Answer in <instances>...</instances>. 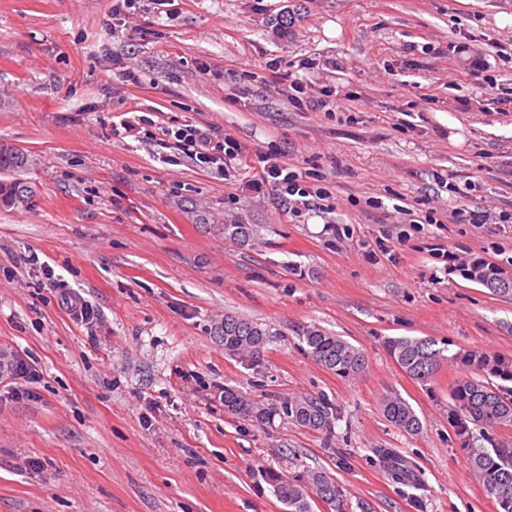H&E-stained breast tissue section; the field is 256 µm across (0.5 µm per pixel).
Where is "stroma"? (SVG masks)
<instances>
[{
	"mask_svg": "<svg viewBox=\"0 0 512 512\" xmlns=\"http://www.w3.org/2000/svg\"><path fill=\"white\" fill-rule=\"evenodd\" d=\"M0 0V141L37 160L23 209L0 207V349L36 362L33 397L0 401V512H285L265 480L329 470L352 512H498L448 421L461 375L410 378L389 336L512 356V297L449 269L448 254L512 268V0ZM294 14L287 33L283 15ZM476 40L487 69L453 53ZM140 77L120 78L124 68ZM302 79L324 108L298 110ZM471 101L461 109V98ZM139 110L142 133L113 122ZM230 136L306 173L329 199L289 218L243 166L198 165L174 132ZM454 175L463 195L439 190ZM487 212L484 224L455 209ZM440 224L424 223L429 211ZM260 227L239 247L223 224ZM94 310L72 319L51 281ZM269 328L248 363L215 326ZM316 324L369 357L355 379L304 354ZM226 387L269 404L320 397L331 436L228 415ZM397 392L422 421L383 416ZM391 448L423 483L393 482ZM385 419L398 430L415 435L422 429V423L413 408L396 392H388L381 401Z\"/></svg>",
	"mask_w": 512,
	"mask_h": 512,
	"instance_id": "35a3bbf8",
	"label": "stroma"
}]
</instances>
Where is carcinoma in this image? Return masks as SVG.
Instances as JSON below:
<instances>
[{
	"label": "carcinoma",
	"mask_w": 512,
	"mask_h": 512,
	"mask_svg": "<svg viewBox=\"0 0 512 512\" xmlns=\"http://www.w3.org/2000/svg\"><path fill=\"white\" fill-rule=\"evenodd\" d=\"M32 158L12 145L0 144V173L28 172ZM35 183L24 179L0 182V204L24 208L34 196ZM224 238L240 247L260 239L256 224H226ZM465 279L476 282L499 297H512V271L490 262H471L462 268ZM214 331L224 336V353L231 357L257 360L264 352L269 332L260 324L240 316L226 315ZM304 352L314 362L336 376L355 379L368 368L363 348L313 324L302 328ZM384 347L396 364L412 378L425 383L444 365L462 366V374L449 392L452 401L449 422L466 454L469 471L496 501L499 512H512V441L493 439L512 429V356L483 349L452 352L448 344L431 337L395 336ZM224 411L242 420L263 423L279 414L308 431L330 435L336 414L328 403L313 397L288 398L277 404H261L243 392L226 387L220 393ZM385 419L398 430L415 435L422 423L413 408L397 393L385 394L381 401ZM479 432L490 447H475L474 432ZM374 453L391 475L402 482L416 483L412 469L389 448ZM275 496L288 512H313L312 503H322L329 512H350L349 502L334 475L323 468L307 467L295 476L275 472L266 474Z\"/></svg>",
	"instance_id": "obj_1"
}]
</instances>
